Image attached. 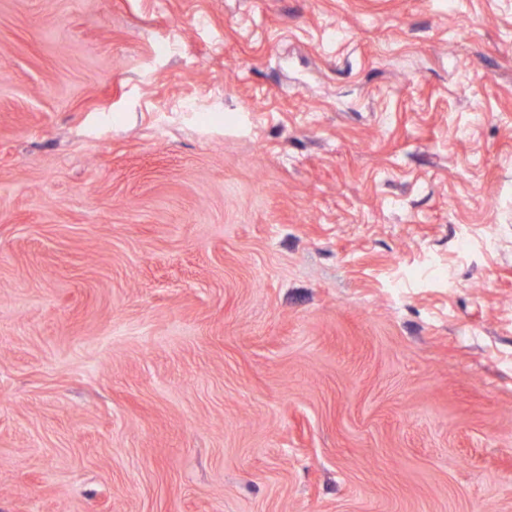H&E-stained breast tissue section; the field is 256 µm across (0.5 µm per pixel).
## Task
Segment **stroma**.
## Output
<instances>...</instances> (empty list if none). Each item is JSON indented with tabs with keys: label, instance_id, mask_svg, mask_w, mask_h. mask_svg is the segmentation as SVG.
I'll use <instances>...</instances> for the list:
<instances>
[{
	"label": "stroma",
	"instance_id": "35a3bbf8",
	"mask_svg": "<svg viewBox=\"0 0 512 512\" xmlns=\"http://www.w3.org/2000/svg\"><path fill=\"white\" fill-rule=\"evenodd\" d=\"M0 512H512V0H0Z\"/></svg>",
	"mask_w": 512,
	"mask_h": 512
}]
</instances>
